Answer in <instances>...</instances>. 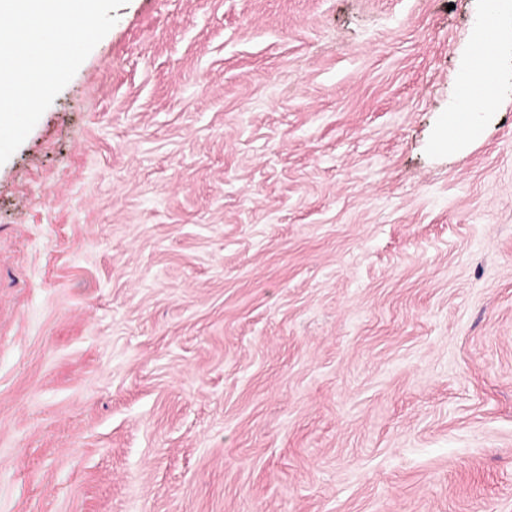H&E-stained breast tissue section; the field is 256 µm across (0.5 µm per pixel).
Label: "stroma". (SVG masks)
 <instances>
[{"label":"stroma","mask_w":512,"mask_h":512,"mask_svg":"<svg viewBox=\"0 0 512 512\" xmlns=\"http://www.w3.org/2000/svg\"><path fill=\"white\" fill-rule=\"evenodd\" d=\"M483 0H127L0 165V512H512V91ZM495 84V74L491 68H482L476 78V87L483 91L484 98L487 102L492 103L494 97L492 88ZM483 95L472 92L470 96H466V103L461 112H454L448 120V127L444 131L439 145L444 146L448 140H463L473 135L480 122V114H482Z\"/></svg>","instance_id":"35a3bbf8"}]
</instances>
